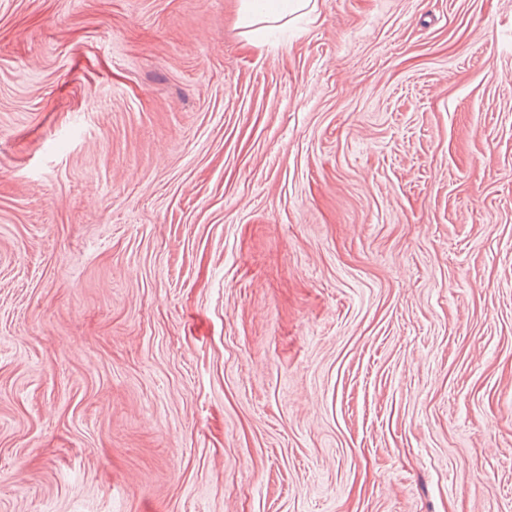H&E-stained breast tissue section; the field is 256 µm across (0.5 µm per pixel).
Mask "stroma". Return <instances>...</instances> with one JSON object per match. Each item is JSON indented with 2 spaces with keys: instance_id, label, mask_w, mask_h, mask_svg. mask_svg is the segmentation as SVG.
Returning <instances> with one entry per match:
<instances>
[{
  "instance_id": "stroma-1",
  "label": "stroma",
  "mask_w": 512,
  "mask_h": 512,
  "mask_svg": "<svg viewBox=\"0 0 512 512\" xmlns=\"http://www.w3.org/2000/svg\"><path fill=\"white\" fill-rule=\"evenodd\" d=\"M0 512H512V0H0ZM311 0H240V23L246 32L259 35L270 23L305 9Z\"/></svg>"
}]
</instances>
